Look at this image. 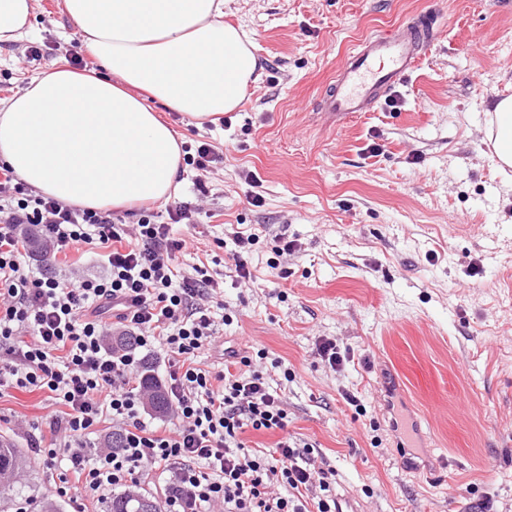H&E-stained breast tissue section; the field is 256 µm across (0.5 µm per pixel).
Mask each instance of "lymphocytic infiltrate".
I'll return each mask as SVG.
<instances>
[{"label":"lymphocytic infiltrate","mask_w":512,"mask_h":512,"mask_svg":"<svg viewBox=\"0 0 512 512\" xmlns=\"http://www.w3.org/2000/svg\"><path fill=\"white\" fill-rule=\"evenodd\" d=\"M166 212L160 222L145 209L128 226L111 212L35 193L0 165V389L44 391L60 405L46 421L51 440L31 438L46 470L66 467L57 495L102 502L113 489L136 486L150 467L166 476L165 512H336L329 482L316 479L290 438L269 454L245 450L240 433L284 432L288 413L252 357L231 351L241 371L218 388L198 362L216 334L206 304L216 283L206 266L184 278L174 264L185 243L172 227L192 223L195 207L177 202ZM23 225L57 254L83 243L102 249L105 276H50L30 265L18 249ZM107 313L132 330L137 350L107 346ZM143 349L168 358L174 427L147 419L145 393L131 383ZM107 419L121 446L90 454ZM313 487L319 493L311 502L305 493Z\"/></svg>","instance_id":"1"}]
</instances>
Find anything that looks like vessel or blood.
Returning a JSON list of instances; mask_svg holds the SVG:
<instances>
[{
    "instance_id": "obj_1",
    "label": "vessel or blood",
    "mask_w": 512,
    "mask_h": 512,
    "mask_svg": "<svg viewBox=\"0 0 512 512\" xmlns=\"http://www.w3.org/2000/svg\"><path fill=\"white\" fill-rule=\"evenodd\" d=\"M437 34V18L425 12L359 42L347 55L323 98L324 111L346 120L368 112L418 65L421 50Z\"/></svg>"
}]
</instances>
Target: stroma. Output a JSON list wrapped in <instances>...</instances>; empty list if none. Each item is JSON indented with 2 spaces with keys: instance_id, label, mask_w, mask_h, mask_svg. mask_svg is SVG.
I'll use <instances>...</instances> for the list:
<instances>
[{
  "instance_id": "stroma-1",
  "label": "stroma",
  "mask_w": 512,
  "mask_h": 512,
  "mask_svg": "<svg viewBox=\"0 0 512 512\" xmlns=\"http://www.w3.org/2000/svg\"><path fill=\"white\" fill-rule=\"evenodd\" d=\"M59 2L35 0L32 30L0 47V103L85 55ZM428 10L438 34L375 111H323L356 44ZM224 12L252 39L258 80L223 122L159 117L185 146L207 140L224 157L202 174L185 167L176 201H195L199 177L208 193L173 233L186 242L176 265L205 263L213 315L230 319L202 363L235 374L225 348L266 349L259 366L288 412L286 431L242 442L256 452L290 436L339 512H512V167L496 169L485 138L488 103L512 93V0H226ZM241 224L260 236L244 284ZM283 239L296 248L275 256ZM32 257L51 275L105 271L92 244ZM324 339L347 352L340 369L318 357ZM54 410L46 393L7 390L0 436L29 448L18 421ZM22 481L23 497L74 512L41 465Z\"/></svg>"
}]
</instances>
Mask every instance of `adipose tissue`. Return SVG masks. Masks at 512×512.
Wrapping results in <instances>:
<instances>
[{
	"mask_svg": "<svg viewBox=\"0 0 512 512\" xmlns=\"http://www.w3.org/2000/svg\"><path fill=\"white\" fill-rule=\"evenodd\" d=\"M105 70L61 65L0 106V161L42 195L103 210L170 199L183 152L155 106L197 122L235 110L259 61L224 0H62ZM34 0H0V45L31 28Z\"/></svg>",
	"mask_w": 512,
	"mask_h": 512,
	"instance_id": "adipose-tissue-1",
	"label": "adipose tissue"
}]
</instances>
